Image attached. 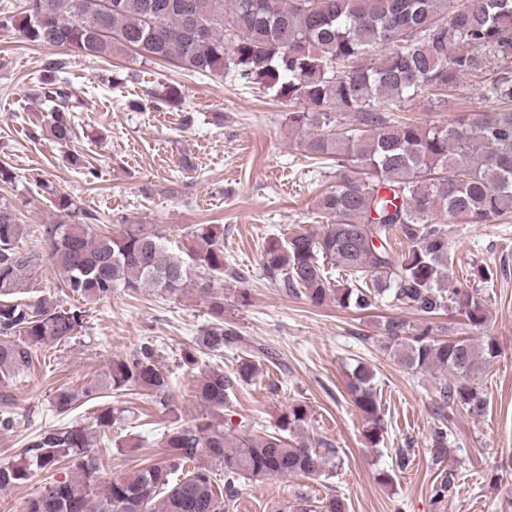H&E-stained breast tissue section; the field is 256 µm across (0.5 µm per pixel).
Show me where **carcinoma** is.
I'll list each match as a JSON object with an SVG mask.
<instances>
[{
  "instance_id": "cac0c4a2",
  "label": "carcinoma",
  "mask_w": 512,
  "mask_h": 512,
  "mask_svg": "<svg viewBox=\"0 0 512 512\" xmlns=\"http://www.w3.org/2000/svg\"><path fill=\"white\" fill-rule=\"evenodd\" d=\"M34 44L103 57L133 51L184 71L228 76L270 93L288 106V125L301 131L307 157L334 169L317 197L322 229L292 230L262 254L264 274L312 305L334 302L366 312L385 299L425 319L400 317L382 324L393 362L410 372L446 371L439 387L437 423L429 433L433 459L451 452L450 413L479 412L486 399L475 380L499 356L496 340L476 344L488 310L482 289L448 287V239L453 224H496L512 215V0H24L15 15L0 17ZM65 62L51 60L35 95L48 106L47 126L60 143L73 135L70 113L79 105L73 85L60 76ZM466 79L479 101L452 122L423 124L399 117L418 99L440 103ZM316 126L314 133L305 132ZM96 215L74 224H43L48 251L26 247L28 231L14 206L0 199V428L18 422L13 387L33 364V352L68 343L83 327L86 311L122 289L183 291L197 267L224 275V228L198 224L188 234L186 257L170 251L153 224H125L96 235ZM61 269L58 291L76 303L47 297L19 298L44 263ZM344 283L332 282L333 270ZM462 317L467 335L442 334L435 319ZM211 321L183 348L189 369L195 351L222 353L244 347L251 358L234 375L200 369L194 397L209 417L204 423L170 422L157 441L158 458L125 477L106 478L107 453L92 431L123 422L126 407L101 405L80 423L39 431L20 457L0 462V490L23 485L33 471L61 461L68 477L44 483L22 512H224L243 481L269 475H327L338 451L303 432L307 410L288 407L276 428L230 426L224 408L240 383L250 381L261 346L224 326V299L210 303ZM156 343L144 341L126 359L112 361L79 390L60 387L52 408L60 416L80 399L107 394L145 395L153 409L172 412L168 374L158 364ZM347 390L364 417V437L380 444L385 432L373 373L357 367ZM224 468L212 477L211 462Z\"/></svg>"
}]
</instances>
